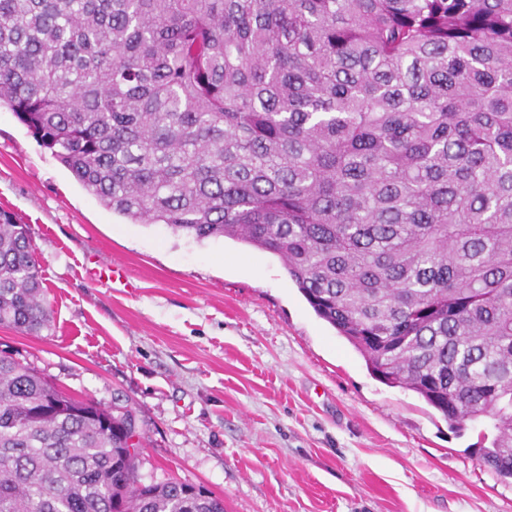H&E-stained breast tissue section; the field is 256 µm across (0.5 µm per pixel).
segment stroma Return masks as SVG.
<instances>
[{
    "instance_id": "obj_1",
    "label": "stroma",
    "mask_w": 512,
    "mask_h": 512,
    "mask_svg": "<svg viewBox=\"0 0 512 512\" xmlns=\"http://www.w3.org/2000/svg\"><path fill=\"white\" fill-rule=\"evenodd\" d=\"M28 224L49 325L0 352L62 391L139 418V474L224 512H512V480L415 392L373 376L281 259L133 224L0 110V209ZM123 266L128 287L91 278Z\"/></svg>"
}]
</instances>
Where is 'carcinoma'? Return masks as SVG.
<instances>
[{
	"mask_svg": "<svg viewBox=\"0 0 512 512\" xmlns=\"http://www.w3.org/2000/svg\"><path fill=\"white\" fill-rule=\"evenodd\" d=\"M2 107L113 213L279 256L512 479V0H0ZM50 318L0 210V325ZM138 435L0 354V512H224Z\"/></svg>",
	"mask_w": 512,
	"mask_h": 512,
	"instance_id": "1",
	"label": "carcinoma"
}]
</instances>
